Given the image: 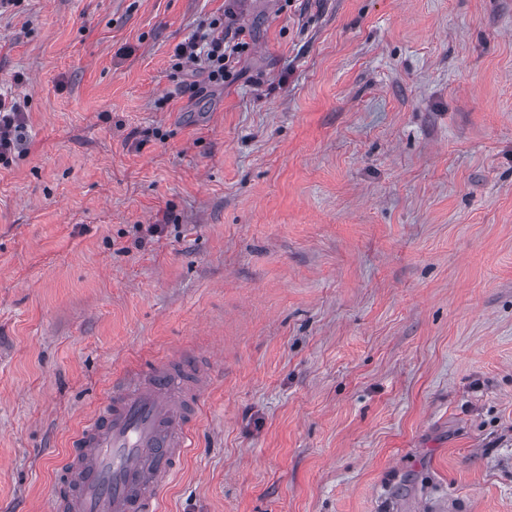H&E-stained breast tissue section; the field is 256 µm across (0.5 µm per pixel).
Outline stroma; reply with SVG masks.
I'll return each mask as SVG.
<instances>
[{
    "label": "stroma",
    "mask_w": 512,
    "mask_h": 512,
    "mask_svg": "<svg viewBox=\"0 0 512 512\" xmlns=\"http://www.w3.org/2000/svg\"><path fill=\"white\" fill-rule=\"evenodd\" d=\"M219 16L233 79L175 71ZM0 93V512L187 348L161 512H512V0H22ZM21 104L15 98L0 97V163L7 167L26 140Z\"/></svg>",
    "instance_id": "obj_1"
}]
</instances>
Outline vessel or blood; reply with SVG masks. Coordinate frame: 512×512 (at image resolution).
Instances as JSON below:
<instances>
[{"instance_id": "vessel-or-blood-1", "label": "vessel or blood", "mask_w": 512, "mask_h": 512, "mask_svg": "<svg viewBox=\"0 0 512 512\" xmlns=\"http://www.w3.org/2000/svg\"><path fill=\"white\" fill-rule=\"evenodd\" d=\"M205 387L203 369L167 360L115 378L56 466L53 512H158L183 469Z\"/></svg>"}]
</instances>
